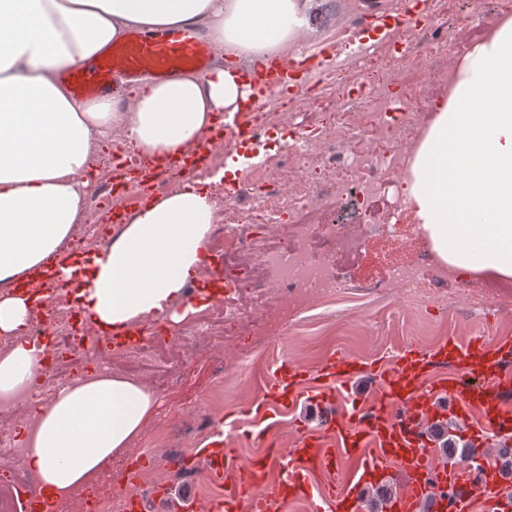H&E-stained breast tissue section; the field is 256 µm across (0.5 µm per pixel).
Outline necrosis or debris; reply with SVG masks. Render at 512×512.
<instances>
[{
  "mask_svg": "<svg viewBox=\"0 0 512 512\" xmlns=\"http://www.w3.org/2000/svg\"><path fill=\"white\" fill-rule=\"evenodd\" d=\"M356 25L350 18L342 26L337 55L349 66L391 70L405 88V97L392 98L363 83L355 94L374 98L370 111L339 109L305 125L296 123V113L319 104V96L310 93L256 113L261 132L282 129L286 135L244 181L222 194L210 242L224 263V293L203 313L188 316L180 335L115 347L100 344L94 327L78 324L68 288L32 284V291H53L56 301L49 310L32 308L28 325L30 337L49 341L52 361L42 396L86 374L114 372L143 383L162 398L181 383L193 354H204L216 375H223L225 367L264 353L260 344L247 354L224 353L228 337L246 330L279 335L303 310L328 308L349 295L388 298L398 293L403 300L419 301L440 297L453 283L482 306L512 294V280L488 273L461 279L431 253L396 267L380 283L337 276L336 257L353 256L362 238L394 235L407 217L406 177L434 119L433 113L414 109L421 101L419 70L433 74L438 89L446 93L455 87L458 72L447 57L417 52L421 45L447 42V33L438 26L399 35V42L414 47V54L403 56L393 47L371 59L353 50ZM351 198L389 199L386 223H331L329 214ZM29 420L26 396L0 400V512H20L21 487L35 482L15 440L18 425Z\"/></svg>",
  "mask_w": 512,
  "mask_h": 512,
  "instance_id": "obj_1",
  "label": "necrosis or debris"
}]
</instances>
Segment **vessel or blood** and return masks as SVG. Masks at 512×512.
<instances>
[{"instance_id": "1", "label": "vessel or blood", "mask_w": 512, "mask_h": 512, "mask_svg": "<svg viewBox=\"0 0 512 512\" xmlns=\"http://www.w3.org/2000/svg\"><path fill=\"white\" fill-rule=\"evenodd\" d=\"M217 55L214 44L197 31L173 27L154 34L133 30L95 59L63 73L73 93L85 99L112 94L113 81L165 79L185 69H208ZM304 61L290 60L271 69L246 74L252 93L248 111L222 123L219 135L250 147L255 130L252 115L267 108L291 76L305 72ZM210 143L167 158L157 169L118 179L112 189L117 204L113 223H122L124 202L138 203L158 173H202L210 163ZM80 259L63 254L47 261L38 277L57 278ZM370 379L369 396L355 394L359 379ZM322 411L316 429L299 427L289 447H279L272 418L300 401ZM262 453L240 467L231 440L238 422L224 426V443L203 452L215 480L232 478L230 490L213 499L208 512H289L306 500L311 512H366L364 492L397 483L382 512H473L476 501L493 512H512V480L503 477L487 446L512 444V337L473 336L461 342L448 337L430 349L404 345L389 360L370 363L331 352L317 370L283 361L276 364L262 398L250 408ZM451 421L458 436L477 455L462 467L443 460L431 440L430 426ZM349 467L340 486L313 487L310 476L330 472L337 462Z\"/></svg>"}]
</instances>
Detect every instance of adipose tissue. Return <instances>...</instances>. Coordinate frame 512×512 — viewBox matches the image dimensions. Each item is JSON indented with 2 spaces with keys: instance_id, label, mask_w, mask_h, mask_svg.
Instances as JSON below:
<instances>
[{
  "instance_id": "obj_1",
  "label": "adipose tissue",
  "mask_w": 512,
  "mask_h": 512,
  "mask_svg": "<svg viewBox=\"0 0 512 512\" xmlns=\"http://www.w3.org/2000/svg\"><path fill=\"white\" fill-rule=\"evenodd\" d=\"M310 0H0V282L41 268L82 214L91 157L117 144L145 160L179 153L246 99L242 66L263 69L313 27ZM203 28L229 64L82 100L61 73L133 29ZM405 185L417 224L454 271L512 277V20L467 56L435 106ZM199 180L154 197L84 271L92 324L120 329L183 298L203 266L216 209ZM31 301L0 296V398L27 396L25 465L46 500L84 486L137 439L154 405L137 382L93 374L40 396L44 348L27 339Z\"/></svg>"
}]
</instances>
